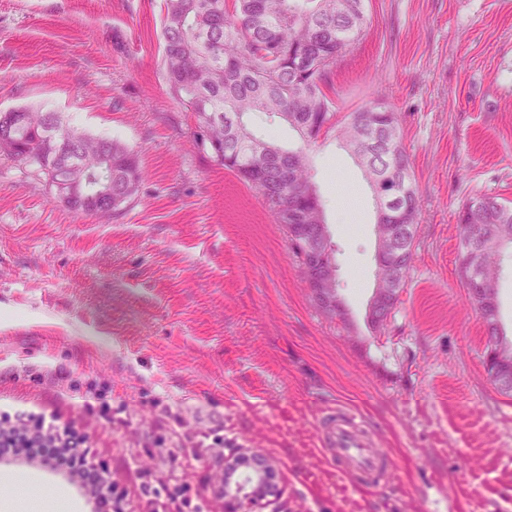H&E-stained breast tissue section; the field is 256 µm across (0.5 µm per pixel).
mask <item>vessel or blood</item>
<instances>
[{
    "instance_id": "obj_1",
    "label": "vessel or blood",
    "mask_w": 512,
    "mask_h": 512,
    "mask_svg": "<svg viewBox=\"0 0 512 512\" xmlns=\"http://www.w3.org/2000/svg\"><path fill=\"white\" fill-rule=\"evenodd\" d=\"M320 442L337 468L356 476L360 487L380 486L386 460L374 450L368 433L353 415L332 407L326 409L320 420Z\"/></svg>"
}]
</instances>
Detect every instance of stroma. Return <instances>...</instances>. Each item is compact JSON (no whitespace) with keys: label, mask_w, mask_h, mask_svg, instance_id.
<instances>
[{"label":"stroma","mask_w":512,"mask_h":512,"mask_svg":"<svg viewBox=\"0 0 512 512\" xmlns=\"http://www.w3.org/2000/svg\"><path fill=\"white\" fill-rule=\"evenodd\" d=\"M162 0H0V112L44 109L139 154L145 179L108 221L71 210L0 156V427L81 439L120 512H224V459L277 474L279 512H512V392L485 366L460 274L459 208L512 201V0H367L332 74L340 114L385 94L422 212L384 328L374 194L335 132L305 150L336 245L341 315L323 312L284 226L195 141L170 95ZM391 464L375 491L319 443L326 402ZM19 512H98L79 468L0 462Z\"/></svg>","instance_id":"35a3bbf8"}]
</instances>
